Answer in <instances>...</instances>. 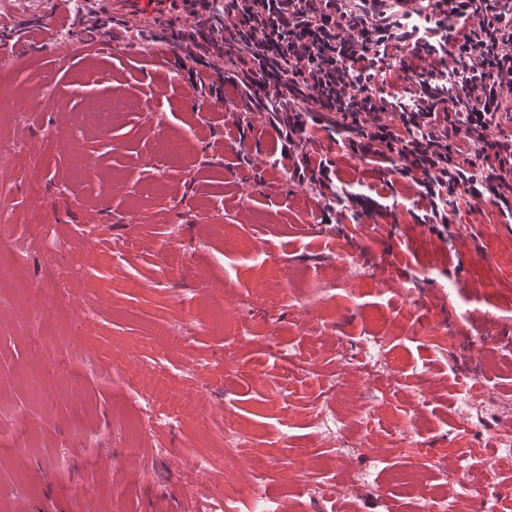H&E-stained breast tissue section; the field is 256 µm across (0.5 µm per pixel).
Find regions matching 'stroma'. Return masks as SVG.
<instances>
[{
    "label": "stroma",
    "instance_id": "1",
    "mask_svg": "<svg viewBox=\"0 0 512 512\" xmlns=\"http://www.w3.org/2000/svg\"><path fill=\"white\" fill-rule=\"evenodd\" d=\"M82 2L0 0V46L59 6L72 18L0 71V99H34L0 107L28 145L0 170V256L21 267L0 279V512H201L215 494L231 512H434L473 483L512 501L494 438L512 428V216L465 194L435 233L402 161L318 126L307 152L334 175L291 183L270 163L277 131L242 124L232 87L200 111L187 73L120 22L88 28ZM108 37L120 48L96 56ZM438 65L387 60L383 87ZM118 94L130 108L90 126ZM342 192L371 203L344 208ZM26 285L48 296L35 321ZM42 364L38 398L26 372ZM145 391L163 420L132 454Z\"/></svg>",
    "mask_w": 512,
    "mask_h": 512
}]
</instances>
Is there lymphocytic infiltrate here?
I'll use <instances>...</instances> for the list:
<instances>
[{
  "mask_svg": "<svg viewBox=\"0 0 512 512\" xmlns=\"http://www.w3.org/2000/svg\"><path fill=\"white\" fill-rule=\"evenodd\" d=\"M189 30L171 38L200 95L223 98L214 57L235 56L236 97L255 102L288 146L306 149L311 123L351 152L403 161L432 231L449 222L461 187L512 200V135L498 136L512 93V0H171ZM456 64L397 92L379 84L389 48ZM473 145H453L457 135Z\"/></svg>",
  "mask_w": 512,
  "mask_h": 512,
  "instance_id": "lymphocytic-infiltrate-1",
  "label": "lymphocytic infiltrate"
}]
</instances>
